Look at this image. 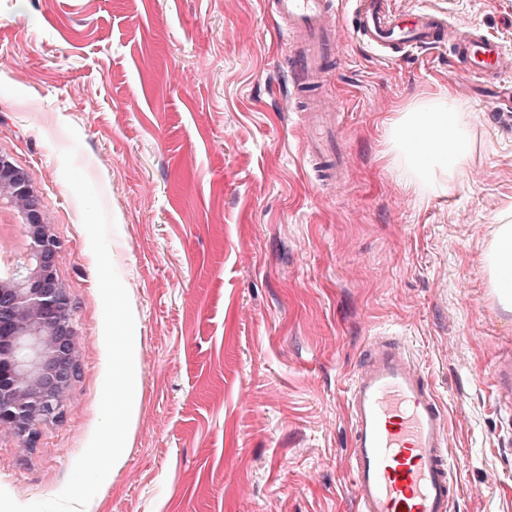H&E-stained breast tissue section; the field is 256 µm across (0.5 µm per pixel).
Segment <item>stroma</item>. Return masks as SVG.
<instances>
[{
    "instance_id": "obj_1",
    "label": "stroma",
    "mask_w": 512,
    "mask_h": 512,
    "mask_svg": "<svg viewBox=\"0 0 512 512\" xmlns=\"http://www.w3.org/2000/svg\"><path fill=\"white\" fill-rule=\"evenodd\" d=\"M421 1L512 48V0L393 3ZM347 54L331 92L348 165L330 187L304 161L265 0H0V155L29 175L60 243L77 332L62 418L30 440L0 427V488L18 503L62 491L100 417L103 307L62 173L73 147L116 223L140 379L125 449L86 512H356L346 394L381 328L402 333L447 410L451 512H512L495 372L512 310L482 260L512 209V135L448 49L387 61L352 41ZM445 91L470 162L430 193L410 186L389 121Z\"/></svg>"
}]
</instances>
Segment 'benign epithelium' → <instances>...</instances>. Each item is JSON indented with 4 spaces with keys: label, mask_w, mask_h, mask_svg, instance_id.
I'll use <instances>...</instances> for the list:
<instances>
[{
    "label": "benign epithelium",
    "mask_w": 512,
    "mask_h": 512,
    "mask_svg": "<svg viewBox=\"0 0 512 512\" xmlns=\"http://www.w3.org/2000/svg\"><path fill=\"white\" fill-rule=\"evenodd\" d=\"M0 198L26 215L28 262L0 282V427L35 434L63 413L76 371L71 303L55 274L59 241L43 223L27 174L0 155Z\"/></svg>",
    "instance_id": "1"
}]
</instances>
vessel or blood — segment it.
<instances>
[{
	"mask_svg": "<svg viewBox=\"0 0 512 512\" xmlns=\"http://www.w3.org/2000/svg\"><path fill=\"white\" fill-rule=\"evenodd\" d=\"M277 35L289 43L288 86L308 130L305 157L319 179L341 182L345 154L336 137L335 98L328 87L355 41L382 57L403 58L449 48L465 77L499 87L512 79V51L475 26H458L433 8L396 11L392 0H354L344 23L337 0H269ZM512 413V357L496 371ZM349 483L358 512H451L455 492L450 425L425 372L396 332L371 336L350 381Z\"/></svg>",
	"mask_w": 512,
	"mask_h": 512,
	"instance_id": "b4317fda",
	"label": "vessel or blood"
}]
</instances>
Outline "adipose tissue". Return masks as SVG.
<instances>
[{
  "mask_svg": "<svg viewBox=\"0 0 512 512\" xmlns=\"http://www.w3.org/2000/svg\"><path fill=\"white\" fill-rule=\"evenodd\" d=\"M448 94L413 102L390 121L391 145L414 186L438 193L462 178L469 164V133ZM483 267L501 307L512 308V215L502 214L483 251Z\"/></svg>",
  "mask_w": 512,
  "mask_h": 512,
  "instance_id": "1",
  "label": "adipose tissue"
}]
</instances>
